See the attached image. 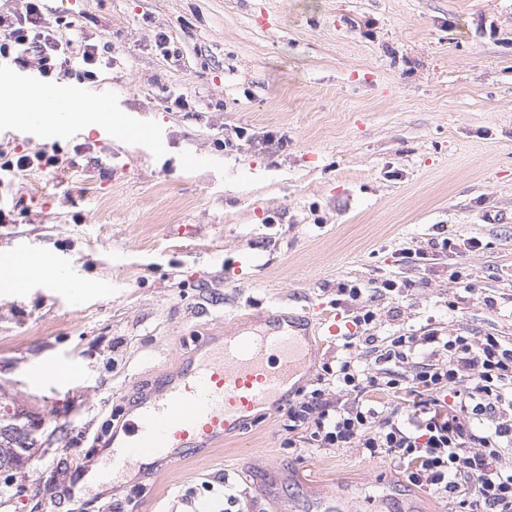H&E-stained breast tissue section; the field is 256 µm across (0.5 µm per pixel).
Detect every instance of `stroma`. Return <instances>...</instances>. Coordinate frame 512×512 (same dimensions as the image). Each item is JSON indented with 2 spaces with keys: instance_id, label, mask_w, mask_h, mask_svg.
I'll list each match as a JSON object with an SVG mask.
<instances>
[{
  "instance_id": "1",
  "label": "stroma",
  "mask_w": 512,
  "mask_h": 512,
  "mask_svg": "<svg viewBox=\"0 0 512 512\" xmlns=\"http://www.w3.org/2000/svg\"><path fill=\"white\" fill-rule=\"evenodd\" d=\"M109 52L98 89L154 131L156 150L77 126L70 137L0 124V152H56L59 167L0 171V268L49 253L91 286L0 281V388L44 430L0 512H310L336 494L363 512H448L396 463L356 448H285L278 408L174 471L90 486L113 426L196 343L278 302L352 323L342 283L415 280L377 298L373 334L436 328L512 345V0H66ZM169 41V56L155 46ZM186 94L179 110L169 99ZM247 128L234 150L224 137ZM197 225L196 238L169 236ZM447 235L483 290L401 249ZM476 239L480 248L466 251ZM52 364L78 376L47 378Z\"/></svg>"
}]
</instances>
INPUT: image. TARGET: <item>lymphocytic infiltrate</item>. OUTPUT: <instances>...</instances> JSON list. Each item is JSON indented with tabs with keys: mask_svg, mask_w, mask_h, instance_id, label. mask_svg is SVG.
<instances>
[{
	"mask_svg": "<svg viewBox=\"0 0 512 512\" xmlns=\"http://www.w3.org/2000/svg\"><path fill=\"white\" fill-rule=\"evenodd\" d=\"M43 0H26L25 13L0 15V63L35 67L40 77L93 83L108 66L96 44L66 16L48 18ZM413 281L392 279L365 288L344 284L341 295L360 305L353 323L372 325L373 302L385 292L407 296ZM373 359H365L354 337H345L343 354L326 367L342 395L324 389L297 391L283 411L288 433L285 448H358L373 459L402 464L404 480L445 495L454 512H512V468L501 459L512 448V347L498 337L448 335L430 328L365 337ZM428 362L412 374L403 365L418 351ZM406 389L413 396L407 409H377L365 402L373 391Z\"/></svg>",
	"mask_w": 512,
	"mask_h": 512,
	"instance_id": "1",
	"label": "lymphocytic infiltrate"
}]
</instances>
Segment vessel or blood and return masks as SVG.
<instances>
[{"mask_svg":"<svg viewBox=\"0 0 512 512\" xmlns=\"http://www.w3.org/2000/svg\"><path fill=\"white\" fill-rule=\"evenodd\" d=\"M265 330L235 329L222 342H205L163 377L113 434L92 472L111 485L132 465L175 468L187 456L245 429L255 410L286 399L291 381L313 356L312 314L267 315Z\"/></svg>","mask_w":512,"mask_h":512,"instance_id":"1","label":"vessel or blood"}]
</instances>
